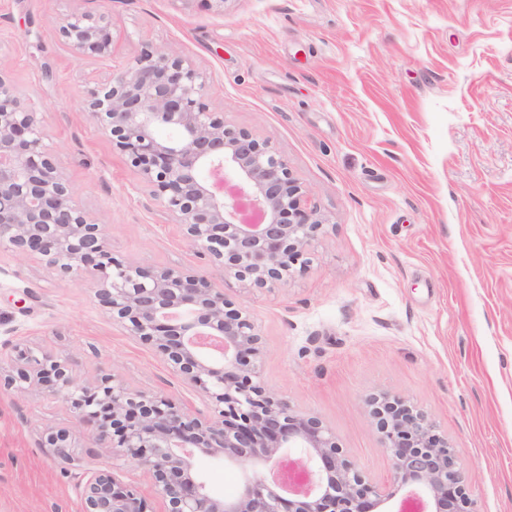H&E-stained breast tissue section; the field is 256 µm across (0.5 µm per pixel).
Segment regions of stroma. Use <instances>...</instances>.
<instances>
[{"instance_id": "1", "label": "stroma", "mask_w": 512, "mask_h": 512, "mask_svg": "<svg viewBox=\"0 0 512 512\" xmlns=\"http://www.w3.org/2000/svg\"><path fill=\"white\" fill-rule=\"evenodd\" d=\"M72 0H0V70L41 112L81 208L118 257L206 270L262 338L260 378L319 417L359 469L388 477L369 400L423 411L472 476L479 512H512V0H82L107 11L113 59L58 41ZM172 47L210 84L226 124L269 140L324 226L288 283L245 288L206 268L80 92L146 47ZM27 345L91 382L213 408L99 306L90 277L0 251V355ZM59 399L0 391V512H80L76 475L44 433ZM92 465H113L98 449ZM116 466V465H113ZM120 479L163 512L150 478Z\"/></svg>"}]
</instances>
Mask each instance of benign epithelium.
I'll use <instances>...</instances> for the list:
<instances>
[{
	"mask_svg": "<svg viewBox=\"0 0 512 512\" xmlns=\"http://www.w3.org/2000/svg\"><path fill=\"white\" fill-rule=\"evenodd\" d=\"M112 28L108 14L74 9L58 33L73 56L100 59L112 54ZM209 89L181 52L150 47L112 66L78 106L137 172L131 189L148 188L198 256L248 288H273L308 266L322 220L306 208L304 190L269 141L210 110ZM241 197L262 222L240 220ZM0 249L38 258L64 276H90L112 321L215 405V417L192 412L168 396L130 390L115 373L88 383L67 362L31 347L16 351L3 379L19 392L46 386L95 446L151 477L167 512H402L410 499L425 512H477L455 448L401 398L382 393L373 401L390 461L389 478L376 482L318 417L261 383L260 334L243 303L202 272L114 255L107 225L79 206L60 171L40 113L1 71ZM45 447L82 471V512H148L146 499L112 469L85 468L69 429L48 433ZM201 458L241 472L234 494L208 488ZM292 472L305 475L304 487L283 479Z\"/></svg>",
	"mask_w": 512,
	"mask_h": 512,
	"instance_id": "1",
	"label": "benign epithelium"
}]
</instances>
